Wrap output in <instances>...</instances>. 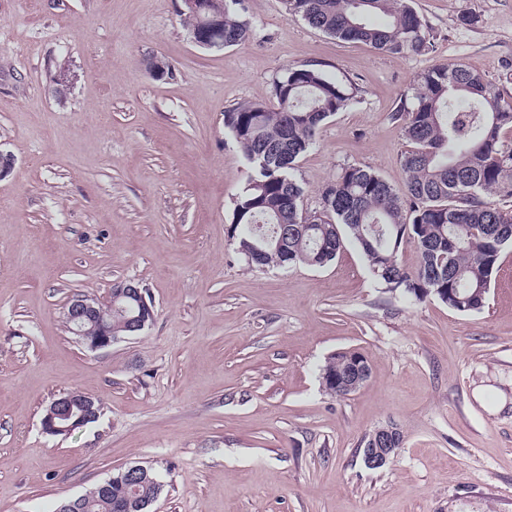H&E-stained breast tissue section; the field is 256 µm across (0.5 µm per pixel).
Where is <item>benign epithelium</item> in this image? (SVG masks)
I'll list each match as a JSON object with an SVG mask.
<instances>
[{
  "instance_id": "benign-epithelium-1",
  "label": "benign epithelium",
  "mask_w": 512,
  "mask_h": 512,
  "mask_svg": "<svg viewBox=\"0 0 512 512\" xmlns=\"http://www.w3.org/2000/svg\"><path fill=\"white\" fill-rule=\"evenodd\" d=\"M124 299L135 303L137 314L129 318L132 334L144 330L147 318L154 316L153 305L147 301L141 285L133 280L118 281L111 290L110 306H102L98 300L88 295L73 296L64 309V320L69 330L84 338L91 332L97 333L94 342L87 344L92 351L106 349L121 337L112 333V308ZM347 375L354 380L353 389L360 388L370 375L368 363L358 358L352 359ZM101 403L98 399L79 391H70L55 399L41 421L43 433L49 436L69 435L77 428H83L98 420ZM376 446L363 449L364 465L377 470L390 464L398 453L393 444L394 437L385 428L377 429Z\"/></svg>"
}]
</instances>
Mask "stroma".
I'll return each instance as SVG.
<instances>
[{
  "mask_svg": "<svg viewBox=\"0 0 512 512\" xmlns=\"http://www.w3.org/2000/svg\"><path fill=\"white\" fill-rule=\"evenodd\" d=\"M180 5L0 0V512H58L133 464L164 478L151 512H512V248L470 314L389 292L350 242L322 268L249 269L230 222L251 168L224 129L314 65L358 93L297 163L304 208L349 165L405 195L397 110L418 75L462 63L512 101V0H413L431 47L408 56L331 37L283 0H243L250 41L204 50ZM153 56L171 74L151 76ZM121 279L154 320L89 350L64 307ZM349 349L370 376L339 397L321 370ZM67 391L102 413L48 436ZM390 422L398 455L368 469L361 441Z\"/></svg>",
  "mask_w": 512,
  "mask_h": 512,
  "instance_id": "35a3bbf8",
  "label": "stroma"
}]
</instances>
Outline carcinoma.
Segmentation results:
<instances>
[{
    "mask_svg": "<svg viewBox=\"0 0 512 512\" xmlns=\"http://www.w3.org/2000/svg\"><path fill=\"white\" fill-rule=\"evenodd\" d=\"M240 0H206L200 15L182 13L187 34L201 18L218 15L224 35L206 50L242 45L252 22ZM289 16L341 40L396 55L429 50L426 26L410 0H285ZM382 15L383 24L372 22ZM356 87L310 66L290 67L273 81L274 105L239 104L224 112V129L252 168L233 199L230 232L251 268L333 262L345 239L355 242L372 274L391 292L422 301L433 296L463 313L483 309L501 252L512 246V210L491 200L512 198V102L481 74L462 64H438L421 73L411 106L399 109L409 149L402 165L409 205L370 169L349 165L321 192V210L301 208L304 188L297 160L318 130L354 98ZM284 234L283 245L259 260L248 252L264 236ZM411 241L418 264L407 271L397 253ZM347 353L329 357L322 385L337 394L347 380ZM135 487L103 480L79 496L80 512H144L163 489L157 473Z\"/></svg>",
    "mask_w": 512,
    "mask_h": 512,
    "instance_id": "cac0c4a2",
    "label": "carcinoma"
}]
</instances>
